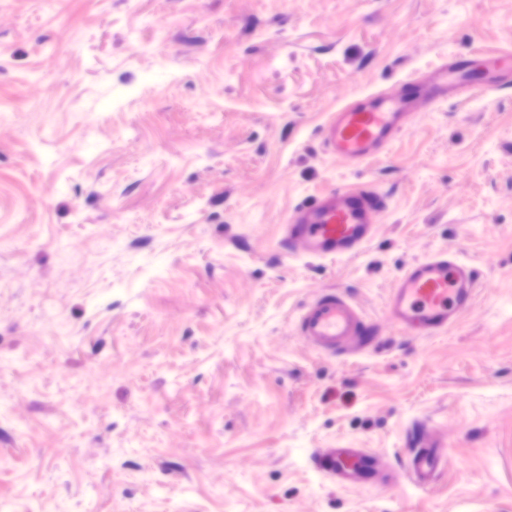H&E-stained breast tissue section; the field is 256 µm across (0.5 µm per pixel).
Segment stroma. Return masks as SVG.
I'll return each instance as SVG.
<instances>
[{
	"mask_svg": "<svg viewBox=\"0 0 512 512\" xmlns=\"http://www.w3.org/2000/svg\"><path fill=\"white\" fill-rule=\"evenodd\" d=\"M512 49V0H0V512H512V79L421 107L357 167L322 127L460 51ZM382 195L357 255L295 258L290 214ZM478 272L435 336L387 319L403 267ZM348 291L384 349L320 354ZM444 474L342 488L317 448ZM296 335L328 356H352L378 344L373 322L344 292L332 289L304 304L296 318ZM401 469L384 464L366 448H321L312 464L341 487L383 486L407 479L419 490L431 487L442 475L448 448L427 422H417L405 438Z\"/></svg>",
	"mask_w": 512,
	"mask_h": 512,
	"instance_id": "35a3bbf8",
	"label": "stroma"
}]
</instances>
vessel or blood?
<instances>
[{
  "instance_id": "vessel-or-blood-1",
  "label": "vessel or blood",
  "mask_w": 512,
  "mask_h": 512,
  "mask_svg": "<svg viewBox=\"0 0 512 512\" xmlns=\"http://www.w3.org/2000/svg\"><path fill=\"white\" fill-rule=\"evenodd\" d=\"M512 77V50L474 56L457 54L428 81L409 78L394 97L371 94L341 106L327 119L323 143L336 160L358 165L375 156L408 128L418 106L448 92H484L503 77ZM383 198L362 187L331 188L311 204L295 210L282 243L289 254L317 259L358 254L370 241ZM478 276L458 257L434 253L405 266L386 300L388 320L405 333L446 332L475 300ZM295 332L318 352L352 356L378 344L373 322L342 291L331 290L304 304ZM447 450L427 422L416 423L405 438L401 468L384 464L365 448H322L312 464L341 487L383 486L407 479L414 487H431L444 471Z\"/></svg>"
}]
</instances>
